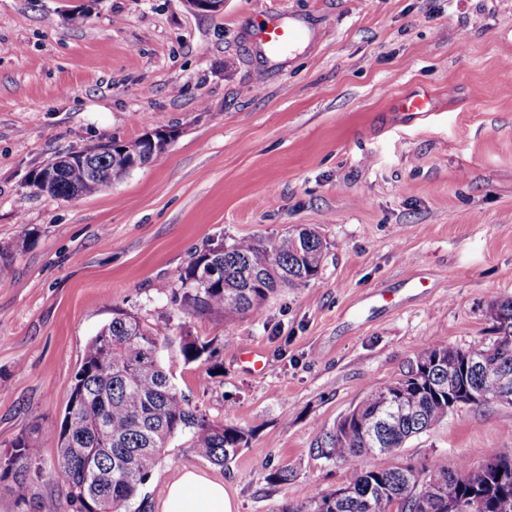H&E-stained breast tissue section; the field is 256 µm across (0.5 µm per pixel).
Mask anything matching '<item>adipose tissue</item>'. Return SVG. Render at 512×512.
Listing matches in <instances>:
<instances>
[{
	"label": "adipose tissue",
	"mask_w": 512,
	"mask_h": 512,
	"mask_svg": "<svg viewBox=\"0 0 512 512\" xmlns=\"http://www.w3.org/2000/svg\"><path fill=\"white\" fill-rule=\"evenodd\" d=\"M222 480L194 470L183 471L166 487L162 512H233Z\"/></svg>",
	"instance_id": "1"
}]
</instances>
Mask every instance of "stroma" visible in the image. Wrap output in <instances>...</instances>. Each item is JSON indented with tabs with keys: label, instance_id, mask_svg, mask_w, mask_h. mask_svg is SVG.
Wrapping results in <instances>:
<instances>
[{
	"label": "stroma",
	"instance_id": "obj_1",
	"mask_svg": "<svg viewBox=\"0 0 512 512\" xmlns=\"http://www.w3.org/2000/svg\"><path fill=\"white\" fill-rule=\"evenodd\" d=\"M302 26L270 54L267 12ZM427 111L406 112L408 96ZM164 125L153 162L90 197L34 193L31 172L76 146ZM314 228L317 279L234 325L186 318L177 272L208 246ZM512 297V0H0V451L38 426L37 512H73L58 431L88 342L114 312L189 332L211 362L162 351L191 407L252 430L226 467L173 438L144 487L222 479L236 512H281L350 483L312 452L424 347L494 339ZM258 350L248 369L241 346ZM218 371H211L210 363ZM512 454V405H464L402 448L449 467ZM288 470L273 484L271 469Z\"/></svg>",
	"mask_w": 512,
	"mask_h": 512
}]
</instances>
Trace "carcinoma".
Returning a JSON list of instances; mask_svg holds the SVG:
<instances>
[{"label": "carcinoma", "instance_id": "cac0c4a2", "mask_svg": "<svg viewBox=\"0 0 512 512\" xmlns=\"http://www.w3.org/2000/svg\"><path fill=\"white\" fill-rule=\"evenodd\" d=\"M141 139L116 140L99 146L94 155L100 166L117 157L112 180L129 173L122 150H134ZM92 147L69 150L57 157L59 177L42 187L51 165L36 171L32 187L55 198L93 196L106 182L92 176L83 157ZM325 245L310 228H296L269 241L240 239L229 246L204 248L178 271L181 313L194 317L220 313L232 325L259 308L278 289L306 284L320 273ZM497 333L512 328V299L489 304ZM170 337L164 326H148L138 317L115 312L85 348L74 377L58 435L59 475L67 500L76 512H150L143 487L157 470L164 448L179 434L190 435V448L208 462L226 467L249 447L250 433L234 424H217L191 407L172 381V374L153 357L156 346ZM184 362L208 353L207 344L187 333L180 337ZM461 353L487 358L512 372V341L496 338L489 344L457 350L434 345L418 351L402 377L375 390L343 415L333 427L316 426L319 458L343 463L354 470L345 493L332 489L304 495L301 503L281 512H448V502L464 498L469 512H500L501 496L512 489L490 483L488 469L466 464L455 469L461 481L448 480V466L440 459L406 462L390 469L367 465L370 448H402L413 436L448 416V374L435 364ZM471 403L483 405L482 395L498 388L495 373H472ZM398 399L407 411L394 421L385 417L386 400ZM443 479L432 489L418 484V476ZM43 478L39 448L32 432L23 431L0 452V484L15 507L37 508L36 484Z\"/></svg>", "mask_w": 512, "mask_h": 512}]
</instances>
